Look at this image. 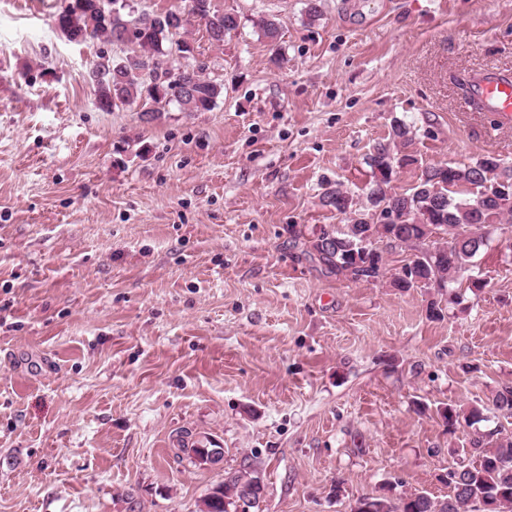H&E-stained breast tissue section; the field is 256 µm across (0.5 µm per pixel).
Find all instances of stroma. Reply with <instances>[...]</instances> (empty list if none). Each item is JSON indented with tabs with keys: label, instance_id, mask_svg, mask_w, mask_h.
<instances>
[{
	"label": "stroma",
	"instance_id": "1",
	"mask_svg": "<svg viewBox=\"0 0 512 512\" xmlns=\"http://www.w3.org/2000/svg\"><path fill=\"white\" fill-rule=\"evenodd\" d=\"M215 0L238 27L190 19L208 112L97 108L89 72L125 45L77 44L64 0H0V512H199L243 459L259 512H350L387 482L443 498L472 431L512 434L489 398L512 384V235L485 281L429 318V292L330 273L308 253L343 227L396 142L403 192L425 167L486 154L512 126L463 84L512 72V0ZM273 16L277 41L256 26ZM483 408L449 431L445 405ZM224 448L213 467L180 431Z\"/></svg>",
	"mask_w": 512,
	"mask_h": 512
}]
</instances>
